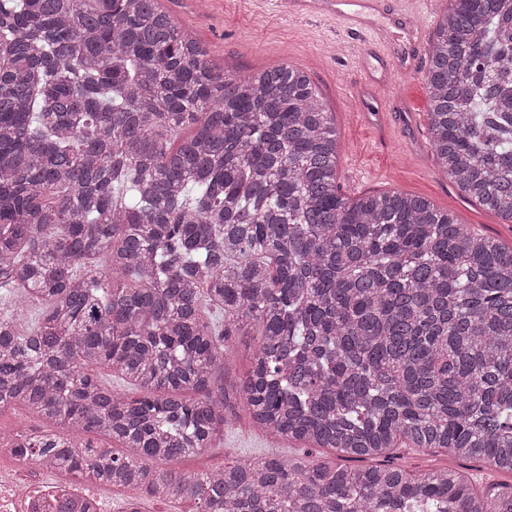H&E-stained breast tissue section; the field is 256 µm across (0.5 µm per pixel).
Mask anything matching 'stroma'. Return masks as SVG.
<instances>
[{"label": "stroma", "mask_w": 512, "mask_h": 512, "mask_svg": "<svg viewBox=\"0 0 512 512\" xmlns=\"http://www.w3.org/2000/svg\"><path fill=\"white\" fill-rule=\"evenodd\" d=\"M190 38L207 47L218 68L247 75L280 65L308 74L336 120L343 193L400 191L429 199L476 231L512 248V223L461 196L440 171L427 125L423 76L433 29L448 0H429L414 26L395 19L389 6L366 16L367 27L341 33L335 20L297 17L286 0H159ZM384 29L389 45L372 35ZM271 448L299 456L254 427L247 407L212 448L181 461L203 471Z\"/></svg>", "instance_id": "obj_1"}]
</instances>
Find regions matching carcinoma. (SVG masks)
Instances as JSON below:
<instances>
[{
    "instance_id": "carcinoma-1",
    "label": "carcinoma",
    "mask_w": 512,
    "mask_h": 512,
    "mask_svg": "<svg viewBox=\"0 0 512 512\" xmlns=\"http://www.w3.org/2000/svg\"><path fill=\"white\" fill-rule=\"evenodd\" d=\"M424 83L442 172L512 222V0H450ZM338 157L304 72L226 73L159 0H0V289L37 308L0 315V411L54 428L9 454L196 512H512L452 466L178 468L244 401L340 458L512 474V248L422 196H346ZM249 322L252 369L217 379ZM391 464L409 469L417 474L448 466V451L445 449L414 451L396 448L389 459Z\"/></svg>"
}]
</instances>
